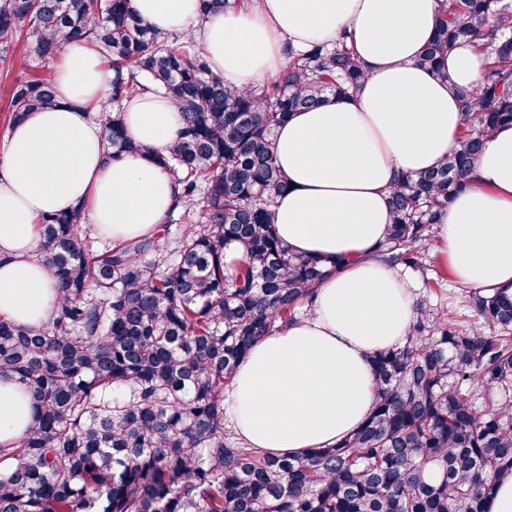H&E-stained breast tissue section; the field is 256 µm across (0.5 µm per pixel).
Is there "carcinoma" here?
<instances>
[{
    "mask_svg": "<svg viewBox=\"0 0 512 512\" xmlns=\"http://www.w3.org/2000/svg\"><path fill=\"white\" fill-rule=\"evenodd\" d=\"M23 38L42 61L72 41L112 68L101 125L109 155L138 96L165 95L183 126L153 161L178 179L190 225L167 265L161 238L88 252L84 212L39 224L36 257L56 277L41 324L0 318V379L16 380L37 418L0 445V512H485L512 477V296L470 290L439 317L417 304L406 341L370 356L376 400L351 436L302 456L249 448L224 427V390L263 337L312 309L323 261L289 252L272 207L285 184L273 153L292 112L350 96L364 71L344 44L287 49L272 82L239 88L215 74L187 34L149 26L130 0H0V45ZM460 40L489 62L474 86L448 82L462 129L437 168L399 175L378 249L428 270L433 226L468 185L494 129L512 122V0H450L419 64ZM10 121L54 104L50 78L10 91ZM236 245L229 270L224 247ZM483 388L479 404L463 383Z\"/></svg>",
    "mask_w": 512,
    "mask_h": 512,
    "instance_id": "carcinoma-1",
    "label": "carcinoma"
}]
</instances>
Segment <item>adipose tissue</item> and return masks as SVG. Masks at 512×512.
I'll use <instances>...</instances> for the list:
<instances>
[{
    "mask_svg": "<svg viewBox=\"0 0 512 512\" xmlns=\"http://www.w3.org/2000/svg\"><path fill=\"white\" fill-rule=\"evenodd\" d=\"M152 27L192 35L214 72L238 87L278 77L286 46L347 40L364 78L348 99L294 113L273 149L287 183L274 228L298 254L347 264L318 288L311 312L256 343L226 393L224 410L247 446L294 455L353 433L375 395L373 352L403 344L416 309L415 286L378 248L389 224L388 188L398 172L436 167L462 126L449 84H476L485 66L477 44L442 60L443 76L417 60L447 0H253L199 22V0H131ZM112 71L82 42L66 45L54 72L55 105L27 113L0 151V317L46 320L56 280L37 261L40 219L83 208L101 236L151 238L181 205L182 186L150 160L174 141L181 112L147 93L126 107L137 154L109 159L95 119ZM456 281L512 292V124L477 157L470 185L435 227ZM37 410L24 387L0 380V443L21 439Z\"/></svg>",
    "mask_w": 512,
    "mask_h": 512,
    "instance_id": "obj_1",
    "label": "adipose tissue"
}]
</instances>
